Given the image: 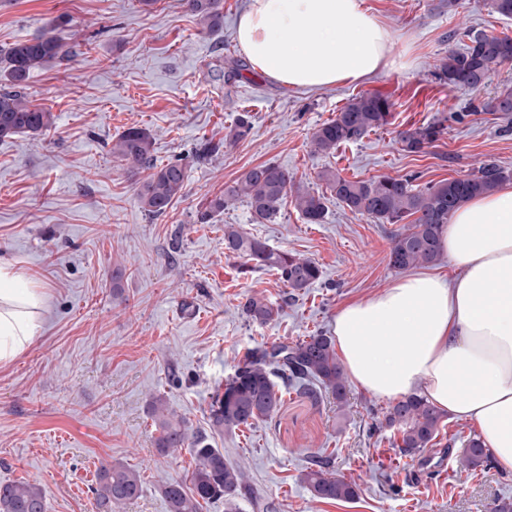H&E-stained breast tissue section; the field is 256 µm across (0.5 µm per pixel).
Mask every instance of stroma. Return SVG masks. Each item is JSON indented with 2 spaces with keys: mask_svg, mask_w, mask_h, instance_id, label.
Returning a JSON list of instances; mask_svg holds the SVG:
<instances>
[{
  "mask_svg": "<svg viewBox=\"0 0 512 512\" xmlns=\"http://www.w3.org/2000/svg\"><path fill=\"white\" fill-rule=\"evenodd\" d=\"M395 37L409 68L361 83L288 88L252 69L236 25L246 0H223L224 27L204 32L184 0H0V50L40 34L54 18L71 61L34 71L29 100L52 112V129L0 139V254L14 258L48 295L42 327L13 362L0 364V484L24 481L44 493L46 512H98L93 487L115 460L137 470L141 496L115 512H166L163 487L188 481V450L160 452L147 412L156 398L242 467L248 493L234 512H493L512 501V475L494 462L473 470L458 460L475 427L445 415L432 447L447 472L423 454L399 455L392 429H377L387 400L348 385V405L288 394L271 419L224 432L210 407L237 361L259 343L331 333L346 303L382 292L401 273L388 263L393 225L343 207L321 179L326 170L351 180L412 175L424 186L494 160L512 167V130L482 104L512 86V63L498 66L478 92L448 88L433 76L448 33L471 26L512 36V19L490 0H365ZM230 72L216 77L215 68ZM378 91L394 107L391 123L330 154L312 152V133L353 95ZM461 113L424 152L408 154L399 129ZM249 133L225 136L241 114ZM140 127L153 140L155 165L181 161L185 187L166 214L152 218L137 199L138 177L116 159L112 142ZM217 156L197 157L202 143ZM272 162L326 198L322 223H306L291 199L278 218L254 221L236 201L210 223L196 215L246 170ZM237 224L271 246L316 261L321 279L287 296L277 276L242 272L224 253V227ZM122 269L120 290L112 272ZM262 293L284 302L276 321H247L239 305ZM354 481L349 502L313 498L302 474L313 454Z\"/></svg>",
  "mask_w": 512,
  "mask_h": 512,
  "instance_id": "stroma-1",
  "label": "stroma"
}]
</instances>
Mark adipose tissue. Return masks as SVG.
<instances>
[{
    "mask_svg": "<svg viewBox=\"0 0 512 512\" xmlns=\"http://www.w3.org/2000/svg\"><path fill=\"white\" fill-rule=\"evenodd\" d=\"M237 40L252 67L292 87L352 85L399 66L392 31L365 0H249ZM455 269L395 280L338 310L333 339L349 379L377 397L421 392L470 421L512 474V185L462 204L441 233ZM43 288L0 258V363L32 344Z\"/></svg>",
    "mask_w": 512,
    "mask_h": 512,
    "instance_id": "adipose-tissue-1",
    "label": "adipose tissue"
}]
</instances>
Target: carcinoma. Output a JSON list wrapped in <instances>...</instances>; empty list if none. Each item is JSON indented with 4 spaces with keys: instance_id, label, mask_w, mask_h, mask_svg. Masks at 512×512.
Here are the masks:
<instances>
[{
    "instance_id": "carcinoma-1",
    "label": "carcinoma",
    "mask_w": 512,
    "mask_h": 512,
    "mask_svg": "<svg viewBox=\"0 0 512 512\" xmlns=\"http://www.w3.org/2000/svg\"><path fill=\"white\" fill-rule=\"evenodd\" d=\"M202 29L216 33L224 27L222 0H185ZM68 23L59 16L38 35L12 44L0 63V138L15 135H39L54 124L47 109L32 104L24 93L30 74L47 65L62 63L73 52L53 34L56 27ZM467 39L463 47L448 49L435 66L434 76L452 89L478 90L500 65L512 63V37L490 35L469 28L448 34V39ZM393 103L379 93L357 95L340 108L336 117L321 124L312 134L314 151L332 153L343 144L361 140L368 133L390 124ZM482 111L495 112L512 120V87H506L482 105ZM448 117L437 118L419 126L397 131V143L410 154H417L448 129ZM152 139L147 130L131 127L112 143V155L125 162L131 172L148 171L139 183L137 198L143 211L161 216L178 198L187 178L186 167L170 162L157 167L152 158ZM336 200L350 211L373 219L379 224L402 225L391 238L389 265L398 270L435 264L440 256V234L449 215L468 199L494 191L501 183L512 180V169L495 161L482 164L477 172L442 180L425 187L414 184L415 177L383 176L370 181L349 180L328 170L322 174ZM293 194L295 208L309 224H320L325 216L324 197L294 183L288 171L269 162L245 171L235 185L224 189L208 201L197 222L207 224L233 201L246 200L256 222H273L280 205ZM224 254L242 260L243 269H263L276 274L293 296L316 283L321 277L317 262L271 247L267 242L248 235L235 224L224 225ZM265 295L254 293L240 304L247 319L266 324L275 321L283 308ZM281 383H276L275 379ZM314 401L326 392L343 405L347 400L346 377L336 355L333 339L315 333L302 340L263 344L250 349L238 361L224 388L217 393L211 408L213 425L222 429L251 426L271 418L282 406L289 391ZM150 414L158 432L157 448L162 452L189 448L195 459L190 484L167 483L163 488L167 512H199L201 502L230 501L245 488V473L224 461V452L211 447L202 438L189 440L185 422L171 412L160 399L150 404ZM444 413L422 396L408 395L387 408L381 428H398L399 453L413 455L428 447L439 435ZM488 459L484 442L476 437L467 441L460 458L462 466L475 469ZM312 467L303 481L313 496L322 501H349L358 497L356 484L329 470L328 459L314 455ZM94 489L99 512L137 498L141 492L139 473L115 461L102 466ZM41 488L27 482L0 485V512H43Z\"/></svg>"
}]
</instances>
